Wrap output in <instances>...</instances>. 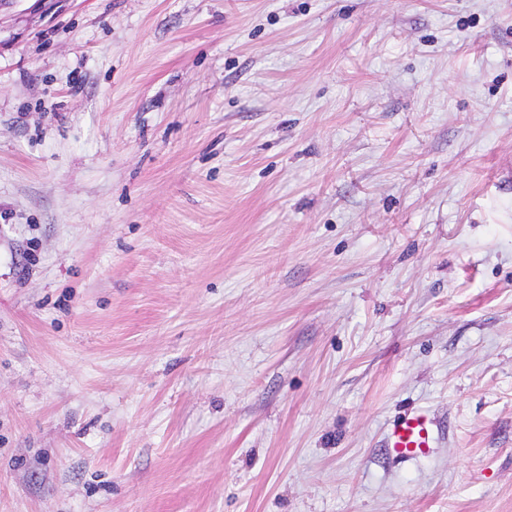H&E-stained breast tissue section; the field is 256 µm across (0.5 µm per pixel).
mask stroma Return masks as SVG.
I'll return each mask as SVG.
<instances>
[{
    "label": "stroma",
    "instance_id": "stroma-1",
    "mask_svg": "<svg viewBox=\"0 0 512 512\" xmlns=\"http://www.w3.org/2000/svg\"><path fill=\"white\" fill-rule=\"evenodd\" d=\"M0 512H512V0H0ZM386 443L388 448L403 457L424 453L426 448L432 447V422L421 411L401 416L390 425Z\"/></svg>",
    "mask_w": 512,
    "mask_h": 512
}]
</instances>
